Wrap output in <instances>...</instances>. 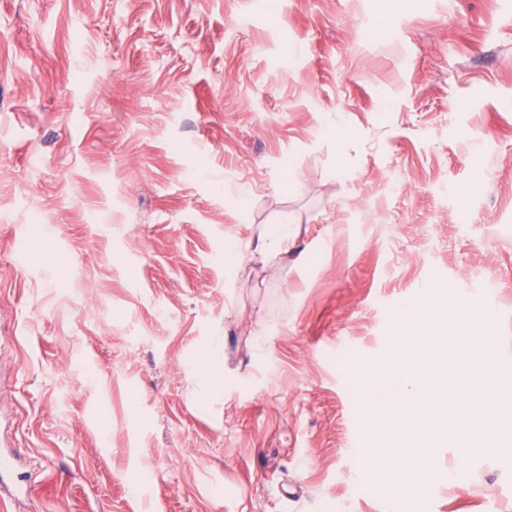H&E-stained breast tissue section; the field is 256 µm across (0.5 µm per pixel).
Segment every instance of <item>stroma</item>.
I'll return each mask as SVG.
<instances>
[{"label": "stroma", "instance_id": "stroma-1", "mask_svg": "<svg viewBox=\"0 0 512 512\" xmlns=\"http://www.w3.org/2000/svg\"><path fill=\"white\" fill-rule=\"evenodd\" d=\"M436 286L491 315L473 403L512 380V0H0V512H405L344 356ZM433 453L421 512H512V433ZM293 223V220L287 216L278 222H272V225L261 227L255 249L246 255L248 259L267 265L269 262L288 256L292 236L288 224Z\"/></svg>", "mask_w": 512, "mask_h": 512}]
</instances>
